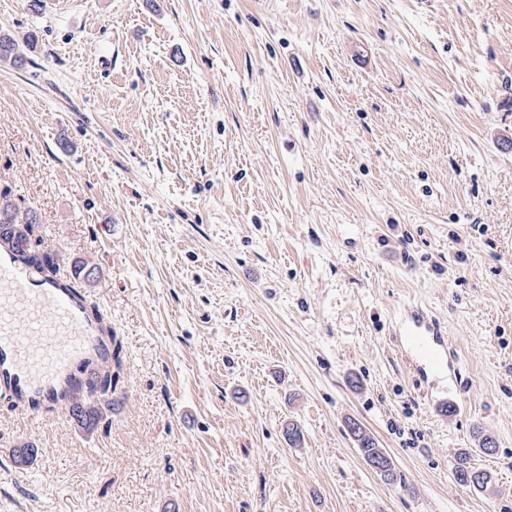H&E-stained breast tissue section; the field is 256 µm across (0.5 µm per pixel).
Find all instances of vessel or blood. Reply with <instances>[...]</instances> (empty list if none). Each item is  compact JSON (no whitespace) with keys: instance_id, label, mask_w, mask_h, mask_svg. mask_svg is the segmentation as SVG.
<instances>
[{"instance_id":"vessel-or-blood-1","label":"vessel or blood","mask_w":512,"mask_h":512,"mask_svg":"<svg viewBox=\"0 0 512 512\" xmlns=\"http://www.w3.org/2000/svg\"><path fill=\"white\" fill-rule=\"evenodd\" d=\"M87 308L64 279L43 277L12 244H0V392L22 418L69 420L74 398L111 357L112 342ZM392 335L422 377L455 375L446 332L422 308L408 307Z\"/></svg>"}]
</instances>
